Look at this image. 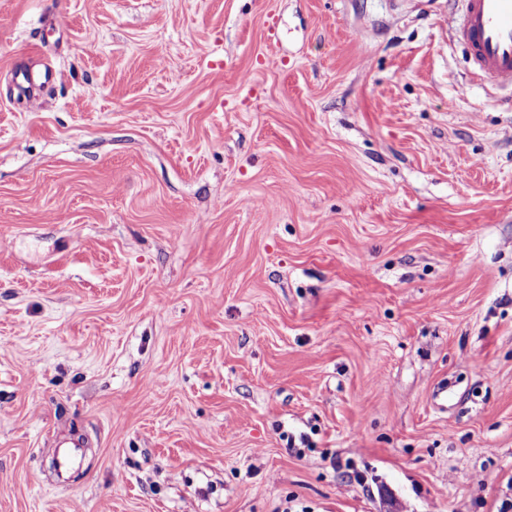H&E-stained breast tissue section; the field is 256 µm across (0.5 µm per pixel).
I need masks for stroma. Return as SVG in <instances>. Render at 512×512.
Instances as JSON below:
<instances>
[{
  "label": "stroma",
  "mask_w": 512,
  "mask_h": 512,
  "mask_svg": "<svg viewBox=\"0 0 512 512\" xmlns=\"http://www.w3.org/2000/svg\"><path fill=\"white\" fill-rule=\"evenodd\" d=\"M457 16L0 0V512L512 499L511 95ZM16 79L27 85V88L45 87L61 79V74L54 68L43 65L39 69H23L17 73Z\"/></svg>",
  "instance_id": "1"
}]
</instances>
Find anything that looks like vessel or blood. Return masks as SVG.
<instances>
[{
  "mask_svg": "<svg viewBox=\"0 0 512 512\" xmlns=\"http://www.w3.org/2000/svg\"><path fill=\"white\" fill-rule=\"evenodd\" d=\"M463 19L453 37L467 53L473 75L512 90V0H462ZM18 79L27 87H45L60 80L50 66L24 69Z\"/></svg>",
  "mask_w": 512,
  "mask_h": 512,
  "instance_id": "vessel-or-blood-1",
  "label": "vessel or blood"
}]
</instances>
